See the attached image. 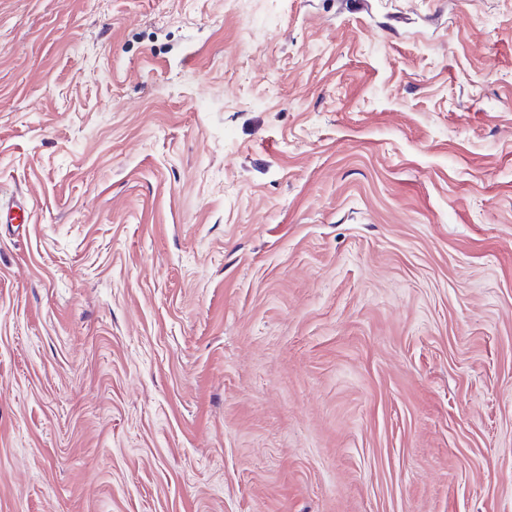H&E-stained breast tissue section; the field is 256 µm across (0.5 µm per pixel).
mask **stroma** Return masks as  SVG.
Instances as JSON below:
<instances>
[{
  "mask_svg": "<svg viewBox=\"0 0 512 512\" xmlns=\"http://www.w3.org/2000/svg\"><path fill=\"white\" fill-rule=\"evenodd\" d=\"M0 0V512H512V0Z\"/></svg>",
  "mask_w": 512,
  "mask_h": 512,
  "instance_id": "1",
  "label": "stroma"
}]
</instances>
